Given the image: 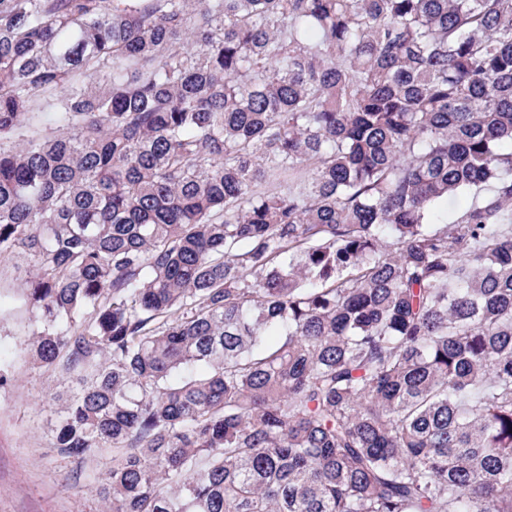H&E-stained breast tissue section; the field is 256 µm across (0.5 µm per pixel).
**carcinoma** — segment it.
<instances>
[{
  "label": "carcinoma",
  "mask_w": 512,
  "mask_h": 512,
  "mask_svg": "<svg viewBox=\"0 0 512 512\" xmlns=\"http://www.w3.org/2000/svg\"><path fill=\"white\" fill-rule=\"evenodd\" d=\"M5 256L99 512H512V0H0Z\"/></svg>",
  "instance_id": "carcinoma-1"
}]
</instances>
